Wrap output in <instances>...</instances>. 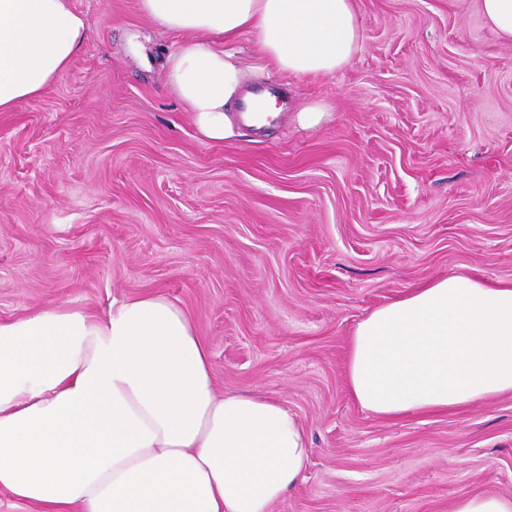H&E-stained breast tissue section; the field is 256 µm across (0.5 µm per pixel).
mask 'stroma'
<instances>
[{"instance_id":"obj_1","label":"stroma","mask_w":512,"mask_h":512,"mask_svg":"<svg viewBox=\"0 0 512 512\" xmlns=\"http://www.w3.org/2000/svg\"><path fill=\"white\" fill-rule=\"evenodd\" d=\"M88 39L42 97L0 112V321L154 293L212 353L219 391L297 414L306 480L272 512H451L512 496V394L397 421L353 399L357 322L468 273L512 283V42L478 0H355L360 47L293 76L228 51L292 109L215 143L170 91L178 35L138 0H73ZM326 106L303 127L299 109ZM453 512H512V496L474 494L458 499Z\"/></svg>"}]
</instances>
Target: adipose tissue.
I'll return each mask as SVG.
<instances>
[{"label":"adipose tissue","mask_w":512,"mask_h":512,"mask_svg":"<svg viewBox=\"0 0 512 512\" xmlns=\"http://www.w3.org/2000/svg\"><path fill=\"white\" fill-rule=\"evenodd\" d=\"M183 34L169 85L200 133L231 136L247 74L224 44L251 34L295 76L343 68L361 41L354 0H139ZM72 0H0V112L43 96L84 46ZM352 397L384 419L512 393V284L451 275L355 326ZM306 430L281 401L218 393L209 346L159 294L0 321V489L46 512H271L304 479Z\"/></svg>","instance_id":"1"}]
</instances>
